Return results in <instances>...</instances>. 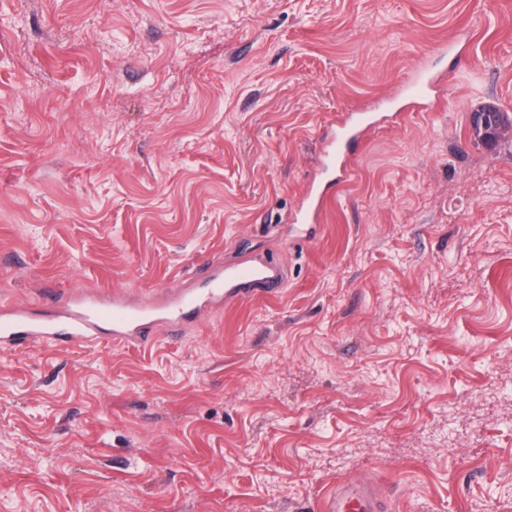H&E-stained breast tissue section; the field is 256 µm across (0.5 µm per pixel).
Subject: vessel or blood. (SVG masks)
I'll list each match as a JSON object with an SVG mask.
<instances>
[{"instance_id": "1", "label": "vessel or blood", "mask_w": 512, "mask_h": 512, "mask_svg": "<svg viewBox=\"0 0 512 512\" xmlns=\"http://www.w3.org/2000/svg\"><path fill=\"white\" fill-rule=\"evenodd\" d=\"M441 75L419 69L403 87V96L421 111L434 109ZM383 115L379 112H348L336 120L335 132L322 140L320 173L306 185L297 205L294 220L317 224L322 220L328 200V178L345 179L352 173V159L372 128ZM282 288L279 266L265 259H253L213 271L203 288H174L148 303L131 301L125 294H88L70 290L66 302H59L55 290L42 292L41 303L50 307L49 315L33 314L30 305L10 304L0 308V348L24 345L69 348L109 341L145 347L155 340L156 328L182 333L216 303L273 297ZM328 512H381L371 483L349 481L337 485L328 500Z\"/></svg>"}]
</instances>
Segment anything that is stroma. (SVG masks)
I'll return each mask as SVG.
<instances>
[{
    "label": "stroma",
    "mask_w": 512,
    "mask_h": 512,
    "mask_svg": "<svg viewBox=\"0 0 512 512\" xmlns=\"http://www.w3.org/2000/svg\"><path fill=\"white\" fill-rule=\"evenodd\" d=\"M293 222L338 115L419 67ZM512 0H0V305L196 288L280 262L279 297L147 348L0 350V512H512ZM443 77L426 68L419 69L414 77L403 87V96L420 111L434 110L436 90L441 86ZM383 508L374 496L373 485L359 481L337 485L326 505L331 512H380Z\"/></svg>",
    "instance_id": "35a3bbf8"
}]
</instances>
